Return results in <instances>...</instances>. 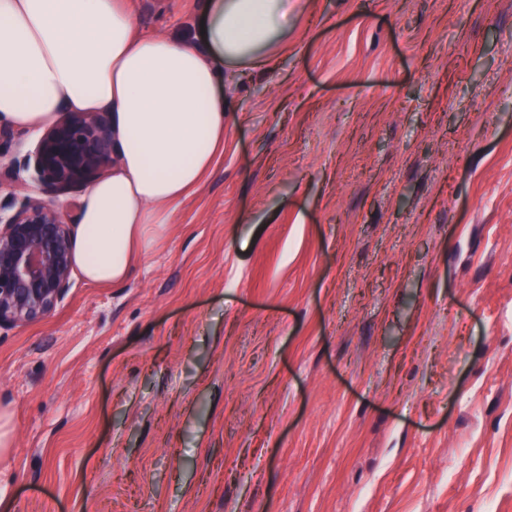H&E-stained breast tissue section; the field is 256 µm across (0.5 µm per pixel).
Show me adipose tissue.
Wrapping results in <instances>:
<instances>
[{"label": "adipose tissue", "mask_w": 512, "mask_h": 512, "mask_svg": "<svg viewBox=\"0 0 512 512\" xmlns=\"http://www.w3.org/2000/svg\"><path fill=\"white\" fill-rule=\"evenodd\" d=\"M128 0H0V124L37 130L106 112L112 170L81 198L74 264L119 286L168 234L173 207L224 154L234 74L287 45L291 0H200L179 34L141 32Z\"/></svg>", "instance_id": "obj_1"}]
</instances>
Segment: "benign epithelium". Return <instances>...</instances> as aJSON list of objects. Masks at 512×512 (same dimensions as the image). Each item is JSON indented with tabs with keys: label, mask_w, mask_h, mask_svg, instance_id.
<instances>
[{
	"label": "benign epithelium",
	"mask_w": 512,
	"mask_h": 512,
	"mask_svg": "<svg viewBox=\"0 0 512 512\" xmlns=\"http://www.w3.org/2000/svg\"><path fill=\"white\" fill-rule=\"evenodd\" d=\"M112 167V129L105 112H67L32 151L10 160L8 172L33 171L45 201L21 180L0 206V327L50 314L71 288L73 225L56 201L77 199Z\"/></svg>",
	"instance_id": "1"
}]
</instances>
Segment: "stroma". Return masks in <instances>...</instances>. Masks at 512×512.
I'll list each match as a JSON object with an SVG mask.
<instances>
[{
    "label": "stroma",
    "instance_id": "obj_1",
    "mask_svg": "<svg viewBox=\"0 0 512 512\" xmlns=\"http://www.w3.org/2000/svg\"><path fill=\"white\" fill-rule=\"evenodd\" d=\"M0 413L11 512H512V0H296L164 243L0 328Z\"/></svg>",
    "mask_w": 512,
    "mask_h": 512
}]
</instances>
